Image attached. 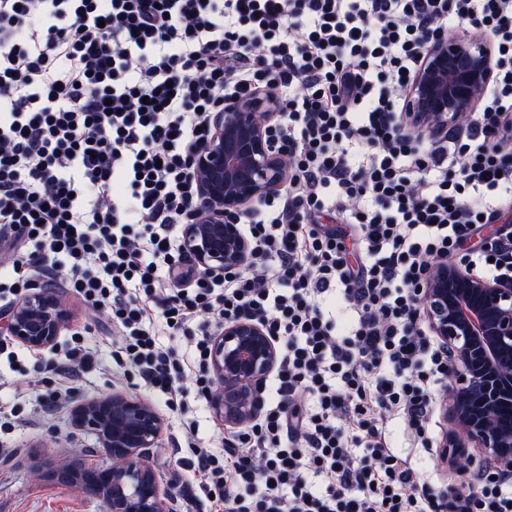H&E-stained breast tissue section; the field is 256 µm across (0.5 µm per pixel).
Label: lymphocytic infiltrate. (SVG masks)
Segmentation results:
<instances>
[{"instance_id": "1", "label": "lymphocytic infiltrate", "mask_w": 512, "mask_h": 512, "mask_svg": "<svg viewBox=\"0 0 512 512\" xmlns=\"http://www.w3.org/2000/svg\"><path fill=\"white\" fill-rule=\"evenodd\" d=\"M462 21L493 44L482 110L403 132L428 36ZM263 87L285 106L288 182L251 213L244 269L191 272L189 153L225 97ZM506 199L512 0H0V302L63 276L106 311L113 361L179 412L186 374L210 398L205 319H252L280 345L222 448L183 420L184 512H512V480L435 487L388 430L400 418L429 448L448 355L418 286L446 256L512 285V232L470 244Z\"/></svg>"}]
</instances>
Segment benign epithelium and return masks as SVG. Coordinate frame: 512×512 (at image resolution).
Masks as SVG:
<instances>
[{"label":"benign epithelium","mask_w":512,"mask_h":512,"mask_svg":"<svg viewBox=\"0 0 512 512\" xmlns=\"http://www.w3.org/2000/svg\"><path fill=\"white\" fill-rule=\"evenodd\" d=\"M493 77L492 47L467 34L439 36L427 45L423 64L404 90L407 110L419 114L420 131L437 134L478 110ZM284 112L269 92L235 95L209 116L211 134L192 148L197 182L192 215L182 229V249L199 272L216 276L242 269L252 246L239 218L276 195L287 182L286 152L271 136ZM419 305L434 336L448 350L453 449L458 465L484 476L512 473V286L465 271L452 260L434 262L419 289ZM69 318L60 297L39 285L12 308L7 330L33 349L52 346ZM216 390L210 406L225 424L252 421L279 360V348L248 318L224 324L211 341ZM77 427L95 434L112 466L73 477L74 463L57 460L58 480L102 494L110 512H170L146 463L165 422L148 402L115 392L84 399L73 409Z\"/></svg>","instance_id":"7a95c632"}]
</instances>
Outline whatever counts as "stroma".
Segmentation results:
<instances>
[{
  "mask_svg": "<svg viewBox=\"0 0 512 512\" xmlns=\"http://www.w3.org/2000/svg\"><path fill=\"white\" fill-rule=\"evenodd\" d=\"M71 316L60 332L69 339L76 331L88 330L89 341L97 349V365L84 373L71 401L60 407L44 409L30 383L37 368L43 367L49 353L25 345L17 352L24 369L0 363V411L17 410L10 429L0 432V445L13 451L11 457L0 458V512H107L102 497L75 486L58 484L51 476L49 461L73 459L90 470L111 462L96 436L77 428L73 422L74 404L87 397L107 396L119 391L150 402L165 421L158 448L152 449L149 464L174 512L182 508V495L189 489L193 472L176 466L173 443L180 435V417L166 406L164 395L152 392L132 371L119 367L112 359L114 330L103 313L86 306L65 287L62 278L51 281ZM389 437L395 451L408 462L421 467L434 481L454 487H475L478 472L456 473L440 458L439 449L423 453L414 448L399 419L389 423Z\"/></svg>",
  "mask_w": 512,
  "mask_h": 512,
  "instance_id": "35a3bbf8",
  "label": "stroma"
}]
</instances>
